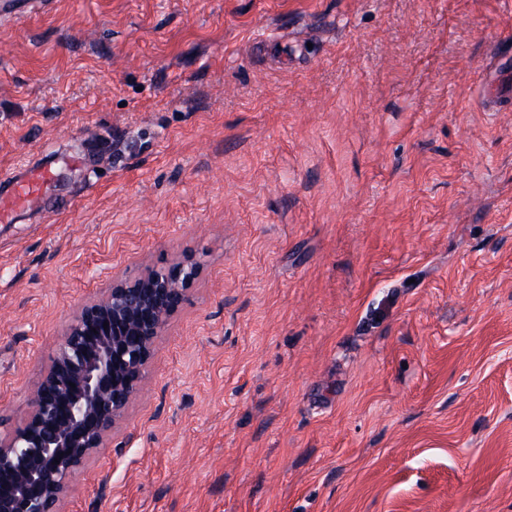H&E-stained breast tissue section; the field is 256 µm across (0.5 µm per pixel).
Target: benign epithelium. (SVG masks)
<instances>
[{"label":"benign epithelium","mask_w":512,"mask_h":512,"mask_svg":"<svg viewBox=\"0 0 512 512\" xmlns=\"http://www.w3.org/2000/svg\"><path fill=\"white\" fill-rule=\"evenodd\" d=\"M201 265L183 258L85 303L38 383L32 410L0 435V512H60L73 477L136 395L168 319Z\"/></svg>","instance_id":"1"}]
</instances>
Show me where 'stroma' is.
<instances>
[{
    "instance_id": "stroma-1",
    "label": "stroma",
    "mask_w": 512,
    "mask_h": 512,
    "mask_svg": "<svg viewBox=\"0 0 512 512\" xmlns=\"http://www.w3.org/2000/svg\"><path fill=\"white\" fill-rule=\"evenodd\" d=\"M512 0H53L0 24V433L112 279L201 263L62 512H512ZM54 175L51 169H43L33 172L25 182L16 179L7 185H3L5 191L13 186V191L6 197L0 195V223H8L13 214L22 209L16 212L15 219L18 213L23 211V208L31 205L54 179Z\"/></svg>"
}]
</instances>
